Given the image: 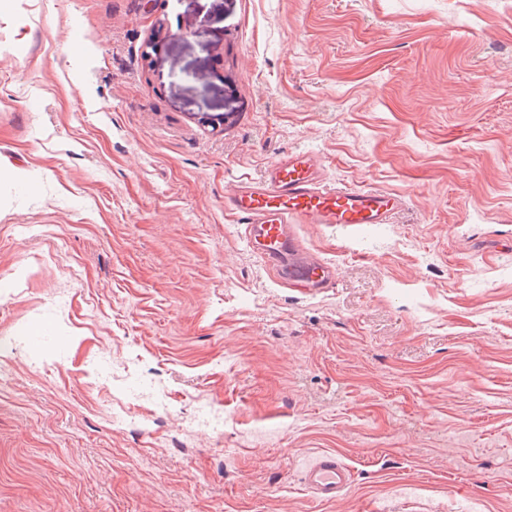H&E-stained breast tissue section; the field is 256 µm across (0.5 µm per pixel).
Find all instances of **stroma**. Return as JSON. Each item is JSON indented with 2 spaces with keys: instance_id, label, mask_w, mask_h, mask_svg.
I'll return each mask as SVG.
<instances>
[{
  "instance_id": "35a3bbf8",
  "label": "stroma",
  "mask_w": 512,
  "mask_h": 512,
  "mask_svg": "<svg viewBox=\"0 0 512 512\" xmlns=\"http://www.w3.org/2000/svg\"><path fill=\"white\" fill-rule=\"evenodd\" d=\"M15 6L0 512H512V0ZM160 23L187 36L146 51ZM296 150L405 200L300 227L316 293L224 210ZM322 451L355 474L333 503ZM9 1H2L0 4V22L9 24L14 31V34L18 37L19 43H24L27 38V20L24 16L17 13L14 8L9 5ZM353 471L336 453L322 452L309 459L302 468V482L317 499L339 500L349 489Z\"/></svg>"
}]
</instances>
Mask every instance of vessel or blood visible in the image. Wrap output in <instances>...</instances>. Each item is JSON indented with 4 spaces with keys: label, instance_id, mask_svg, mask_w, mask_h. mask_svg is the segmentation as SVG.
Returning <instances> with one entry per match:
<instances>
[{
    "label": "vessel or blood",
    "instance_id": "vessel-or-blood-1",
    "mask_svg": "<svg viewBox=\"0 0 512 512\" xmlns=\"http://www.w3.org/2000/svg\"><path fill=\"white\" fill-rule=\"evenodd\" d=\"M402 206L401 196L386 191L327 185L320 157L307 151L288 153L269 163L260 179H240L224 190L225 210L236 217L259 261L287 288H325L336 277L334 266L309 253L299 227L389 224ZM352 480L351 467L333 452L315 455L302 469L305 488L326 502L339 500Z\"/></svg>",
    "mask_w": 512,
    "mask_h": 512
}]
</instances>
